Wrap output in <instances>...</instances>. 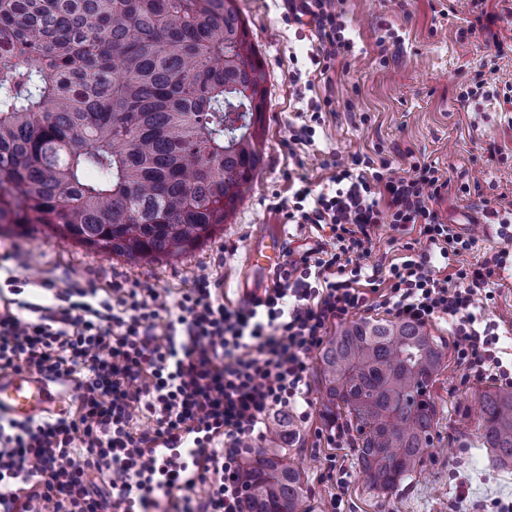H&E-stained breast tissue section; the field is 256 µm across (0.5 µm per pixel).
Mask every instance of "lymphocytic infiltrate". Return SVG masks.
I'll use <instances>...</instances> for the list:
<instances>
[{"label": "lymphocytic infiltrate", "mask_w": 512, "mask_h": 512, "mask_svg": "<svg viewBox=\"0 0 512 512\" xmlns=\"http://www.w3.org/2000/svg\"><path fill=\"white\" fill-rule=\"evenodd\" d=\"M288 10L317 24L310 61L321 72L351 52L335 0H289ZM334 166L333 190L305 182L286 205L289 223L329 229L328 240L289 252L251 303L225 304L206 275L170 300L116 284L101 300L75 288L42 305L11 286L18 301L0 308V371L66 379L80 395L68 415L0 421V512H157L164 501L175 512H244L245 448L278 410L308 419V361L329 326L362 309L424 326L448 321L465 378L512 387L499 325L476 313L478 300H492L506 254L444 270L474 244L435 208L447 179L430 163L402 173L367 156ZM385 222L403 235L419 231L426 248L408 242L399 261L364 264ZM137 407L152 428L134 426ZM186 438L203 450L187 481L176 454ZM199 483L208 487L203 499L172 495Z\"/></svg>", "instance_id": "lymphocytic-infiltrate-1"}]
</instances>
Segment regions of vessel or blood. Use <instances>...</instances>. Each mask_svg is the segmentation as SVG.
Here are the masks:
<instances>
[{"mask_svg": "<svg viewBox=\"0 0 512 512\" xmlns=\"http://www.w3.org/2000/svg\"><path fill=\"white\" fill-rule=\"evenodd\" d=\"M282 259V240L269 238L264 248L250 257L252 266L263 271L276 269ZM66 398L65 390L53 388L50 381L28 372H0V416L16 420L37 419L56 410Z\"/></svg>", "mask_w": 512, "mask_h": 512, "instance_id": "vessel-or-blood-1", "label": "vessel or blood"}]
</instances>
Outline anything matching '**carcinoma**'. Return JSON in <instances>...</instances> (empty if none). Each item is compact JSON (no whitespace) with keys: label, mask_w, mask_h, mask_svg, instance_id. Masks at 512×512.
I'll return each mask as SVG.
<instances>
[{"label":"carcinoma","mask_w":512,"mask_h":512,"mask_svg":"<svg viewBox=\"0 0 512 512\" xmlns=\"http://www.w3.org/2000/svg\"><path fill=\"white\" fill-rule=\"evenodd\" d=\"M235 0H0V230L43 227L129 259L213 237L262 164L267 89ZM325 419L359 434L369 485L399 487L433 446L442 350L425 327L363 318L324 346ZM512 467V388L480 396ZM288 417L241 472L244 512H305Z\"/></svg>","instance_id":"carcinoma-1"}]
</instances>
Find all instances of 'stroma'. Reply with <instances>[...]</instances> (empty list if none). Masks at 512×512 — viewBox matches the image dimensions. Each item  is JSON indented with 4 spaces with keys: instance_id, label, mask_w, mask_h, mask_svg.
I'll return each instance as SVG.
<instances>
[{
    "instance_id": "35a3bbf8",
    "label": "stroma",
    "mask_w": 512,
    "mask_h": 512,
    "mask_svg": "<svg viewBox=\"0 0 512 512\" xmlns=\"http://www.w3.org/2000/svg\"><path fill=\"white\" fill-rule=\"evenodd\" d=\"M267 75L266 122L261 173L213 238L187 255L134 262L62 239L53 231L0 235V285L6 278L50 280L56 289L75 285L110 290L113 283L150 285L177 292L210 275L221 280L225 302H237L249 269L248 247L263 233L282 234L284 247L301 251L317 244L323 231L313 224L289 223L275 202L287 199L299 178L328 185L333 159L382 155L393 166L412 160L434 164L449 181L450 193L436 209L444 223L473 233L490 212L512 213V0H487L498 20L499 43L467 34L472 0H342L346 37L353 51L329 75L310 62L319 47L311 20L288 17L286 0H236ZM401 42L380 51L386 30ZM495 64L496 95L461 108L460 84L486 64ZM327 102L313 144L291 142V128L308 121L310 104ZM475 245L460 256L474 264L507 250L506 269L493 288L485 320L512 319V242L497 227L474 235ZM448 322L429 331L443 347L442 367L432 392L437 406L434 446L421 469L392 494L372 489L356 463L355 445L330 448L318 433L322 416L320 359L309 361L310 417L295 423L290 456L303 468L308 512H321L341 494L343 512H512V470L499 469L477 437L479 398L488 381H463ZM341 468L342 485L320 482L328 459Z\"/></svg>"
}]
</instances>
